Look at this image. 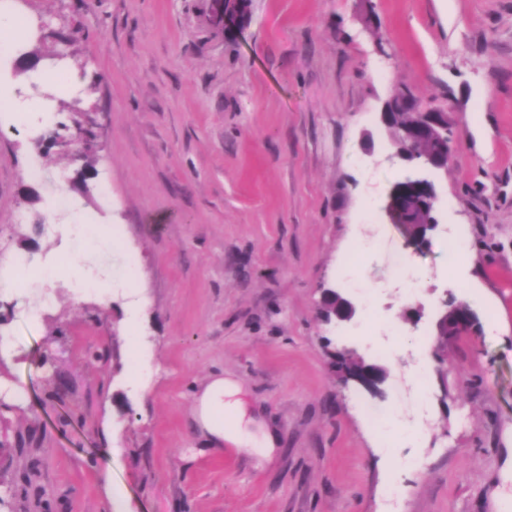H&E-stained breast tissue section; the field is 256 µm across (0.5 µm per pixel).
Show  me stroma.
<instances>
[{
  "mask_svg": "<svg viewBox=\"0 0 512 512\" xmlns=\"http://www.w3.org/2000/svg\"><path fill=\"white\" fill-rule=\"evenodd\" d=\"M209 3L8 0L28 22L13 80L59 52L82 79L29 127L0 112V258L64 263L61 186L115 246L86 264L109 303L64 280L0 296V492L15 490L0 512H113L115 495L127 512H512V0H250L227 29ZM404 86L459 139L448 169L422 172L440 226L417 248L386 213L414 171L380 121ZM83 114L90 148L50 146ZM453 226L474 250L461 288ZM364 238L376 247L354 255ZM329 289L356 305L340 328L320 313ZM475 293L478 326L437 346L442 300ZM342 349L386 380L339 383ZM214 376L278 431L271 458L195 432ZM371 409L421 437L384 435Z\"/></svg>",
  "mask_w": 512,
  "mask_h": 512,
  "instance_id": "obj_1",
  "label": "stroma"
}]
</instances>
